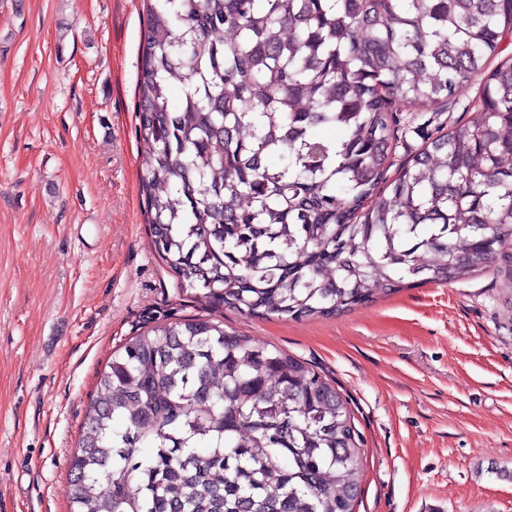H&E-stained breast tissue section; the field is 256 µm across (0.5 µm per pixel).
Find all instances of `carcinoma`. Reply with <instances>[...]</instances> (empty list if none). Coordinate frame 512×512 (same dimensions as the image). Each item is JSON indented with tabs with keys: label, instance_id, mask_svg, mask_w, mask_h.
Masks as SVG:
<instances>
[{
	"label": "carcinoma",
	"instance_id": "obj_1",
	"mask_svg": "<svg viewBox=\"0 0 512 512\" xmlns=\"http://www.w3.org/2000/svg\"><path fill=\"white\" fill-rule=\"evenodd\" d=\"M511 36L512 0H148L140 194L177 290L300 320L498 260L512 283V57L490 66ZM478 76L479 119L389 178L395 104L449 105ZM361 453L305 362L160 323L97 377L70 512H355Z\"/></svg>",
	"mask_w": 512,
	"mask_h": 512
}]
</instances>
